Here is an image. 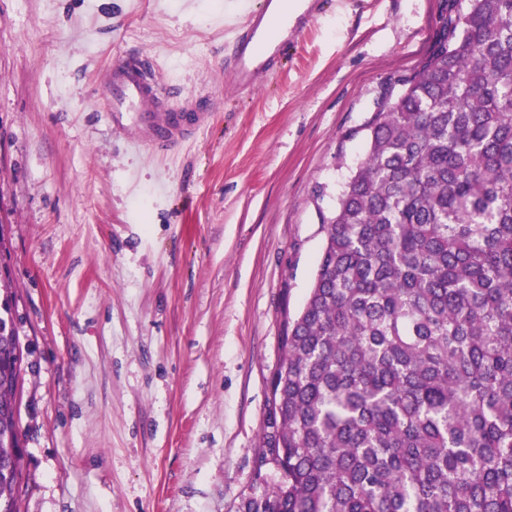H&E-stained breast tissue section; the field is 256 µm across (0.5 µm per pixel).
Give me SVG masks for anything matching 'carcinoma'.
<instances>
[{"mask_svg":"<svg viewBox=\"0 0 512 512\" xmlns=\"http://www.w3.org/2000/svg\"><path fill=\"white\" fill-rule=\"evenodd\" d=\"M375 113L284 319L242 512H512V0H467ZM0 281V512L26 481Z\"/></svg>","mask_w":512,"mask_h":512,"instance_id":"1","label":"carcinoma"}]
</instances>
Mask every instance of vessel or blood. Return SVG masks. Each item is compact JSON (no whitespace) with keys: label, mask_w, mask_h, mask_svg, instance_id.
<instances>
[{"label":"vessel or blood","mask_w":512,"mask_h":512,"mask_svg":"<svg viewBox=\"0 0 512 512\" xmlns=\"http://www.w3.org/2000/svg\"><path fill=\"white\" fill-rule=\"evenodd\" d=\"M244 20L226 58L231 83L241 93L266 82L286 53L296 30L309 25L320 12V0H303L289 12L286 0H239ZM108 123L129 135L133 144L168 151L195 136L209 122L206 112H169L162 84L136 63L111 68L102 84Z\"/></svg>","instance_id":"1"}]
</instances>
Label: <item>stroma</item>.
<instances>
[{
	"label": "stroma",
	"mask_w": 512,
	"mask_h": 512,
	"mask_svg": "<svg viewBox=\"0 0 512 512\" xmlns=\"http://www.w3.org/2000/svg\"><path fill=\"white\" fill-rule=\"evenodd\" d=\"M444 0H323L250 96L225 66L228 0H0V274L31 351L22 512H240L260 464L285 315L367 150L424 61ZM137 58L172 107L167 155L104 118Z\"/></svg>",
	"instance_id": "stroma-1"
}]
</instances>
